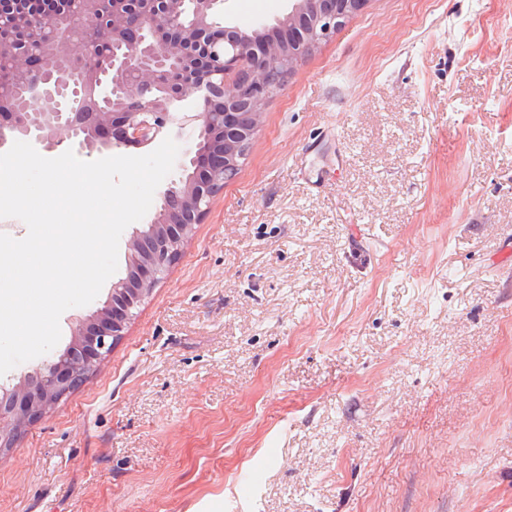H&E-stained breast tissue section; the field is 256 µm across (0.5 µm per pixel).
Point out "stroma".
Masks as SVG:
<instances>
[{"label":"stroma","instance_id":"1","mask_svg":"<svg viewBox=\"0 0 512 512\" xmlns=\"http://www.w3.org/2000/svg\"><path fill=\"white\" fill-rule=\"evenodd\" d=\"M0 512H512V0H371Z\"/></svg>","mask_w":512,"mask_h":512}]
</instances>
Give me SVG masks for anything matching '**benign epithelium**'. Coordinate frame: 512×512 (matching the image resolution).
Returning a JSON list of instances; mask_svg holds the SVG:
<instances>
[{"instance_id": "benign-epithelium-1", "label": "benign epithelium", "mask_w": 512, "mask_h": 512, "mask_svg": "<svg viewBox=\"0 0 512 512\" xmlns=\"http://www.w3.org/2000/svg\"><path fill=\"white\" fill-rule=\"evenodd\" d=\"M369 2L288 0L282 16L241 26L223 18L224 0H46L38 10L0 0V147L9 135L47 151L149 144L186 99L198 130L181 176L130 232L108 302L73 326L65 349L0 381V452L112 351L247 160L269 99Z\"/></svg>"}]
</instances>
